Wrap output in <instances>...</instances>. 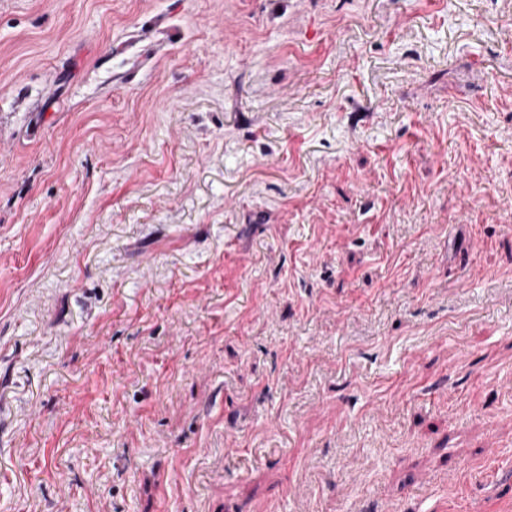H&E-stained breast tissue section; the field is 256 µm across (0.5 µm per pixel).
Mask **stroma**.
<instances>
[{"label": "stroma", "mask_w": 512, "mask_h": 512, "mask_svg": "<svg viewBox=\"0 0 512 512\" xmlns=\"http://www.w3.org/2000/svg\"><path fill=\"white\" fill-rule=\"evenodd\" d=\"M512 0H0V512H512Z\"/></svg>", "instance_id": "1"}]
</instances>
